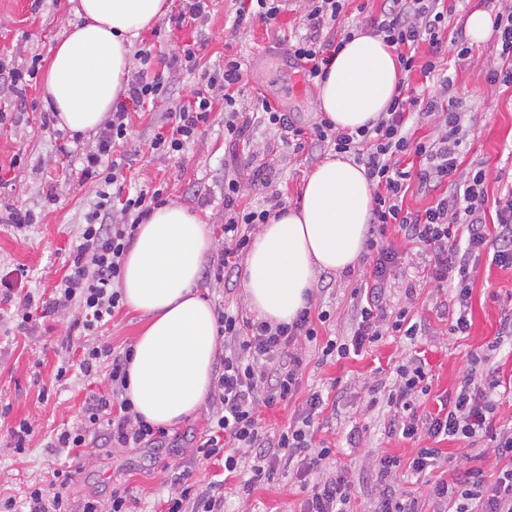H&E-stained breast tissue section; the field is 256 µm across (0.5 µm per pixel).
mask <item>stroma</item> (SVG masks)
<instances>
[{"label":"stroma","instance_id":"35a3bbf8","mask_svg":"<svg viewBox=\"0 0 512 512\" xmlns=\"http://www.w3.org/2000/svg\"><path fill=\"white\" fill-rule=\"evenodd\" d=\"M279 31L254 25L234 30L235 0H212L210 12L197 27L171 28L160 20L154 29L141 33L138 46L155 47L169 59L181 54L185 44L198 47L201 67H222L224 58L236 56L241 62V105L251 97L264 95L281 111L290 113L296 126L311 129L317 122V86L302 85L298 67L287 54V42L298 31L302 0H288ZM75 0H0V58L21 64L33 55L48 56L69 24L76 22ZM500 47L495 37L471 46L468 59H458L446 50L438 60L440 69L452 78L451 93L465 114L468 130L465 166H482L488 173L489 198H497L512 186V87L491 88L485 79L486 64L496 58ZM32 107L21 110L20 101L9 91L0 92V112L16 115L13 123L0 124V215L18 207L31 210L36 221L22 228L0 223V275L16 266L31 274L29 287L52 293L62 277L69 248L86 213L96 201L92 184L79 182L75 168L59 156L56 143L62 130L43 125L45 108L40 89H29ZM167 103L153 110L131 115L126 151L130 165L122 177L131 186L149 190L164 186L169 201L199 215L216 242H223L224 178L238 177L242 201L262 204L266 197L281 195L285 205L296 204L306 176L325 155L317 149L295 152L270 127L254 125L247 142L229 147L224 142V103L215 101L209 125L182 157L158 154L149 143L164 121ZM22 164L11 167L12 157ZM357 275L321 272L316 278V307L330 311L331 320L320 336H348L353 316V291ZM200 294L215 309L248 314L241 275L227 282L203 278ZM393 308L409 307L423 324L415 338L386 336L372 349L358 356L322 362L315 346L304 350L305 369L294 398L272 409H261L263 429L273 433L284 428L301 410L309 393L332 392L336 405L325 408L316 420L315 446L334 448L327 467L310 475V482L347 472L352 482L350 512H372L378 493L373 466L383 455L409 460L416 443L386 432L387 409H372L368 403L374 389L393 385L398 365L416 358L431 375V392L425 403L435 411L441 398L455 396L466 374L469 354L485 350L499 331L500 318L512 309V268L492 263L481 255L473 277L472 326L468 335L448 333L445 306L448 291L436 288L429 279L413 271H397L388 290ZM77 312L68 308L48 319L30 322L19 329L8 314L0 313V402L9 413L0 416V498L24 501L31 487H51L58 471H73L74 480L65 488L73 506L93 498L101 512H109L113 491L127 497L129 512H162L168 497L190 487L193 495L215 483H222L224 512H300L304 492L294 466L280 464L270 478L252 482L249 463H242L235 475L225 476L220 459L197 458L194 450L203 436L208 419L219 403L207 399L196 417L169 430V449L87 448L83 457L56 454L45 448L47 437L62 426L79 422L87 394L107 392L109 368L85 377L69 371L57 378L64 362H77L78 351L67 348L66 336ZM143 318L122 308L95 336V343H109L115 351L131 346ZM34 423V433L25 452H16L8 430L16 421ZM192 497L187 512H198Z\"/></svg>","mask_w":512,"mask_h":512}]
</instances>
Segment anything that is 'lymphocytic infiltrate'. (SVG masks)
Returning a JSON list of instances; mask_svg holds the SVG:
<instances>
[{
    "label": "lymphocytic infiltrate",
    "mask_w": 512,
    "mask_h": 512,
    "mask_svg": "<svg viewBox=\"0 0 512 512\" xmlns=\"http://www.w3.org/2000/svg\"><path fill=\"white\" fill-rule=\"evenodd\" d=\"M347 0H305L301 17L303 34L289 44L288 54L297 60L306 83L326 80L333 56L344 42L334 33ZM286 9L285 0H239L235 28L254 24L274 29ZM455 11L450 0H382L377 15L367 24L377 35L395 45L402 77L398 90L378 121L354 131L334 128L328 120L312 128L313 144L321 150L354 154L363 166L371 188V210L366 241L368 266L363 267L361 284L356 289V312L350 334L344 342L319 341L318 327L330 319L328 311L301 309L289 323L271 325L226 311L219 312V333L229 351L220 361L217 396L220 408L211 417L205 438L196 451L203 459L224 456V470L235 473L240 456L252 459L254 480L270 476L279 462L295 463L298 478L320 471L332 454L331 448L313 447L312 425L324 405L321 394H311L304 412L289 422L279 434L269 435L260 425L258 410L288 401L297 391L302 367L296 346L321 342V356L345 357L361 353L377 342L385 332L403 336L417 335L408 308L389 311L388 288L402 262L403 254L385 236L389 227H397L405 241L419 244L429 259L427 278L451 292L452 312L449 332L468 333L469 299L472 291V261L483 252H491L493 261L512 268V189L495 200H488L487 171L480 166L462 170L466 139L464 114L459 103L449 97L451 79L437 75L434 59L443 49L444 33ZM493 29L501 43L499 63L488 66L490 85H512V11L496 12ZM427 47L428 60L419 57ZM137 71L128 80L112 117L98 136L95 152L81 159L77 171L80 181L94 184L97 202L85 216L77 241L65 263V272L49 299L33 292H21L29 270L18 266L0 278V301L16 302L14 315L28 324L34 313L50 317L62 308L77 306L79 315L70 334L87 337L108 322L121 307L119 282L124 256L135 235L153 209L164 203L163 187L131 192L125 190L120 174L123 163L114 158L117 145L127 141L131 108H145L167 101L168 131L156 133L150 143L153 151L169 156L184 153L206 126L216 97L224 99V138L237 143L249 137L255 123L266 124L280 133L282 142L300 151L305 147L302 131L288 113L279 111L265 96H257L251 111L237 106L240 93L241 64L225 58L220 70H199L193 47H186L170 61L171 68L193 75L195 84L189 99L176 91L155 68L157 55L149 49L138 50ZM433 81L434 91L413 86L414 73ZM433 118L429 137H416L413 126ZM433 195L423 210L405 208L404 197L410 186ZM241 183L238 178L224 180V248L217 256V278L233 275L238 261L250 245V232L268 223L276 214L275 205L258 208L239 204ZM494 208L495 222H488L487 208ZM120 210L121 222L110 219ZM110 364L109 391L88 394L82 404L78 424L57 431L50 447L64 448L83 455L88 445L102 448H136L147 443L162 448L168 432L136 418L125 394L127 356L114 353L109 346L82 344L78 368L83 375L95 374L101 362ZM487 355L472 354L461 390L455 399L441 400L436 412H420L422 397L431 386L422 363L402 366L386 393V403L397 410L389 421L392 433L409 440L421 437L483 443L488 456L500 467L493 483H486L482 468L456 469L452 479L434 481L428 491L433 512H512V427L494 424L497 404L512 395V381L504 382L499 370L484 371ZM442 451L417 449L409 463L394 456L380 457L377 478L383 490L374 512H418L417 502L401 491L397 477L401 466L415 474L438 468ZM352 484L344 471L307 487L303 512H347Z\"/></svg>",
    "instance_id": "f902f5d3"
}]
</instances>
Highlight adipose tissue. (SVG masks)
Wrapping results in <instances>:
<instances>
[{
  "label": "adipose tissue",
  "mask_w": 512,
  "mask_h": 512,
  "mask_svg": "<svg viewBox=\"0 0 512 512\" xmlns=\"http://www.w3.org/2000/svg\"><path fill=\"white\" fill-rule=\"evenodd\" d=\"M169 8L168 0H79L81 22L54 45L42 89L59 129L82 137L97 131L125 89L137 38ZM399 81L395 47L354 32L318 88L319 113L338 129L373 125ZM370 209L363 167L328 155L306 177L300 202L253 237L243 284L258 318L292 322L313 300L317 272L355 267L366 249ZM214 249L207 224L168 203L138 225L125 255L124 302L144 319L127 362L126 395L152 425L169 428L194 417L213 387L218 322L196 285Z\"/></svg>",
  "instance_id": "ef3b65f1"
}]
</instances>
